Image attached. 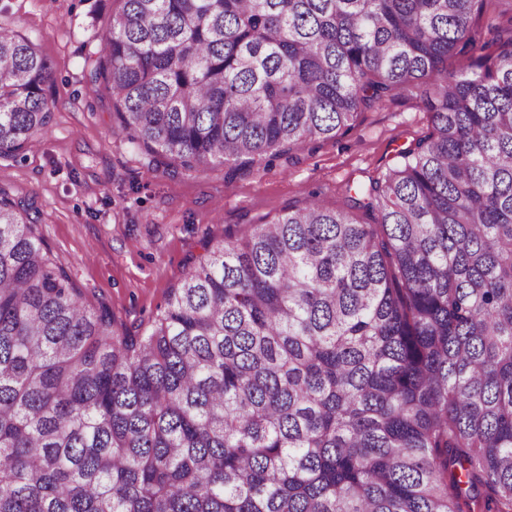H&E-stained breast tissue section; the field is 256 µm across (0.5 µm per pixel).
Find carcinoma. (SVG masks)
I'll use <instances>...</instances> for the list:
<instances>
[{
    "label": "carcinoma",
    "instance_id": "carcinoma-1",
    "mask_svg": "<svg viewBox=\"0 0 512 512\" xmlns=\"http://www.w3.org/2000/svg\"><path fill=\"white\" fill-rule=\"evenodd\" d=\"M122 2L90 80L155 166L255 168L395 92L432 130L210 245L142 331L0 191V512H512V0L489 53L486 0ZM50 81L0 29V157ZM499 8L495 2H486L483 9L476 13L472 18V29L476 34H481L482 37H490L488 30L491 24L498 22L497 12Z\"/></svg>",
    "mask_w": 512,
    "mask_h": 512
}]
</instances>
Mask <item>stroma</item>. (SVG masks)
I'll return each mask as SVG.
<instances>
[{"mask_svg":"<svg viewBox=\"0 0 512 512\" xmlns=\"http://www.w3.org/2000/svg\"><path fill=\"white\" fill-rule=\"evenodd\" d=\"M121 0H0V28L33 40L50 63L48 126L24 158L0 157V190L31 204L53 256L88 304L106 302L117 326L147 324L206 242L315 198L347 206V188L396 164L431 131L419 93L360 111L348 133L277 158L265 170L226 178L150 165L116 135L108 96L89 84Z\"/></svg>","mask_w":512,"mask_h":512,"instance_id":"stroma-1","label":"stroma"}]
</instances>
